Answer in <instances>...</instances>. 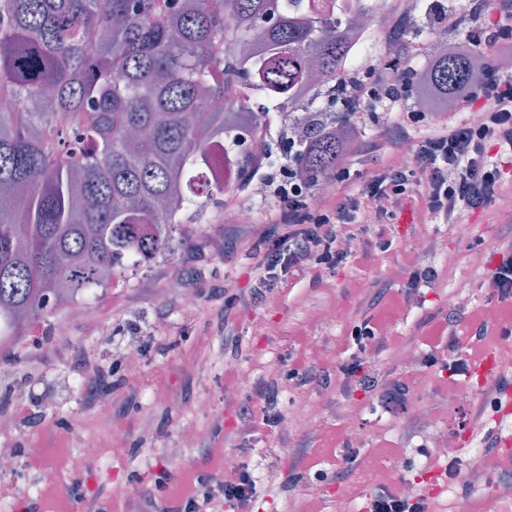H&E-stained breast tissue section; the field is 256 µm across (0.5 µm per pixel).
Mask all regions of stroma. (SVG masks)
Returning a JSON list of instances; mask_svg holds the SVG:
<instances>
[{
    "label": "stroma",
    "instance_id": "35a3bbf8",
    "mask_svg": "<svg viewBox=\"0 0 512 512\" xmlns=\"http://www.w3.org/2000/svg\"><path fill=\"white\" fill-rule=\"evenodd\" d=\"M409 14L407 43L418 49L416 62L427 61L437 43H456L465 36L461 30L450 33L431 25L423 8ZM224 196L231 199V207L211 203L199 214L185 216L176 231L172 257L116 278L90 297L89 304L97 311L95 324L50 306L38 321L37 335L23 331L0 346V365H10L14 372L13 378L0 380V419L9 418L12 389L26 373L31 376L26 387L34 412L27 425L0 433V445L23 448L35 443L42 450L40 474L21 464L11 476L0 478V487L14 489L12 497H0V512H47L49 500L42 484L46 478L56 483L67 501L94 498L99 512H111L114 481H123L135 493L154 488L162 472L172 477L189 469L205 472L197 446L182 448L174 457L166 454L189 426L215 436L234 462L276 471L274 494L260 495L253 512H305L311 505L317 512H366L364 497L372 490L367 473L385 471L411 481L428 462L430 449L418 443L414 416L396 421L374 411L386 383L403 379L409 371L391 348L358 353L369 384L343 372L349 356L341 353L329 381L290 382L287 391L279 392L273 409L288 428L293 454H282L279 444L262 435H239L240 401L249 397L262 403V382L287 380L295 358L315 357L319 346L358 324L375 282L402 288L409 277L407 252L418 243H431L427 263L437 275L412 301L399 299L388 305L392 335L420 347L426 316L447 311L452 291L466 294L470 309L485 312L495 259L482 241L495 237L503 217L512 215V196L468 214L465 237L457 229L422 219L418 202L407 200L388 220L393 241L388 251L339 266L320 284L312 283L309 274L297 273L270 301L234 312L230 336L217 329L225 315L224 287L252 286L260 256L248 246L266 226L263 210L248 192L229 188ZM242 210L251 212V223H239ZM448 254L454 255V264L445 262ZM333 307L343 310L342 320L329 319ZM272 325L277 328L273 336L267 333ZM133 338L144 343L145 361L130 385L123 378L120 345ZM62 347L82 349L83 359L58 361L56 352ZM229 363L243 372L235 399L224 396V367ZM91 374L104 379L111 398L108 408L85 401V379ZM159 388L171 393L170 401L154 399ZM349 425L360 427L363 444L347 482L308 472L298 447L310 446L324 465H331L342 429ZM90 436L99 440V454L81 475H72L65 462ZM115 439L123 441L124 454L111 452ZM308 488L314 491L309 500L302 496Z\"/></svg>",
    "mask_w": 512,
    "mask_h": 512
}]
</instances>
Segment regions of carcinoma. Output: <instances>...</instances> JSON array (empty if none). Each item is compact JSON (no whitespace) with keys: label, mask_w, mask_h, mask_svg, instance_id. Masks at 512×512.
Wrapping results in <instances>:
<instances>
[{"label":"carcinoma","mask_w":512,"mask_h":512,"mask_svg":"<svg viewBox=\"0 0 512 512\" xmlns=\"http://www.w3.org/2000/svg\"><path fill=\"white\" fill-rule=\"evenodd\" d=\"M352 15L288 0H0V337L175 251V228L224 193L209 146L284 115L297 176L346 160L359 124L314 112L353 70ZM465 42L438 45L416 99L455 108L478 83ZM268 112H239V87ZM38 105L18 112L14 101Z\"/></svg>","instance_id":"obj_1"}]
</instances>
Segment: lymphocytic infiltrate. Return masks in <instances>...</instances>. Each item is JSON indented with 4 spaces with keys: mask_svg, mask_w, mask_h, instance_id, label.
<instances>
[{
    "mask_svg": "<svg viewBox=\"0 0 512 512\" xmlns=\"http://www.w3.org/2000/svg\"><path fill=\"white\" fill-rule=\"evenodd\" d=\"M491 10L487 23H476L465 35L473 48L512 38V0H494ZM369 70L373 83L353 76L344 84L350 110L365 107L384 115L357 148L361 155L378 160L369 179L356 185L346 165L331 176L340 191L320 193L312 183L295 179L292 156H283L274 165L266 158H253L250 174L266 185L262 201L271 230L253 244L263 254L254 287L247 292L225 289V313L266 300L274 289L287 287L295 271H307L319 283L338 265L368 257L370 243L355 252L343 248L355 238L354 225L384 215L388 206H399L409 196H417L427 218L449 225L462 223L467 212L493 207L503 198L500 161L512 157V69L488 65L483 82L465 92L464 103L479 106L481 118L475 123L424 122L409 104L413 67L404 52L388 62L374 58ZM406 155L421 161L414 186L398 163ZM496 253L490 283L500 315L512 320L511 224L500 229ZM201 456L207 472L188 470L177 479L161 481L165 512H239L255 498L257 484L248 466L225 464L211 443L202 448Z\"/></svg>",
    "mask_w": 512,
    "mask_h": 512,
    "instance_id": "obj_1",
    "label": "lymphocytic infiltrate"
}]
</instances>
